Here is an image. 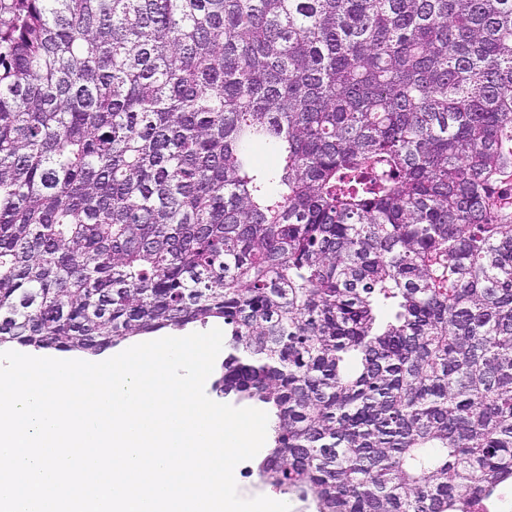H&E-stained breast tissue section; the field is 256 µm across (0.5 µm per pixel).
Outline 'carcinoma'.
<instances>
[{"mask_svg":"<svg viewBox=\"0 0 512 512\" xmlns=\"http://www.w3.org/2000/svg\"><path fill=\"white\" fill-rule=\"evenodd\" d=\"M508 177L512 0H0V346L224 320L315 512L512 484Z\"/></svg>","mask_w":512,"mask_h":512,"instance_id":"1","label":"carcinoma"}]
</instances>
